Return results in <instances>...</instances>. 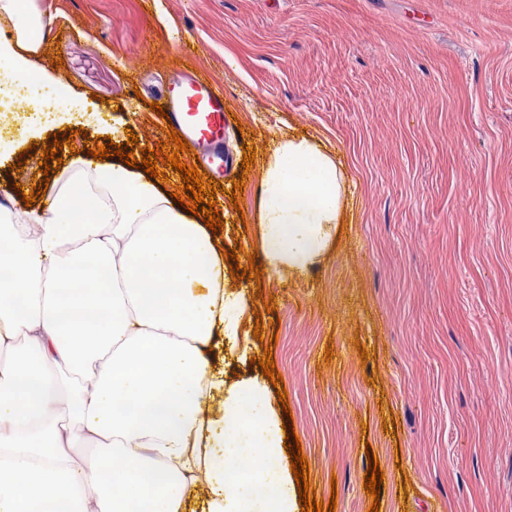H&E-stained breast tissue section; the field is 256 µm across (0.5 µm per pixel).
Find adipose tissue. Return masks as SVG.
<instances>
[{"label":"adipose tissue","instance_id":"ef3b65f1","mask_svg":"<svg viewBox=\"0 0 512 512\" xmlns=\"http://www.w3.org/2000/svg\"><path fill=\"white\" fill-rule=\"evenodd\" d=\"M0 22V84L56 87L33 0H0ZM73 166L39 210L0 202V512H296L266 380L226 382L208 353L250 305L223 243L130 166ZM347 185L320 142L274 139L255 224L269 273L323 261Z\"/></svg>","mask_w":512,"mask_h":512}]
</instances>
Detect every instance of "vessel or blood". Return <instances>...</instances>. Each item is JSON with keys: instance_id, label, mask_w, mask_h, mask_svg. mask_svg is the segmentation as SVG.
Segmentation results:
<instances>
[{"instance_id": "obj_1", "label": "vessel or blood", "mask_w": 512, "mask_h": 512, "mask_svg": "<svg viewBox=\"0 0 512 512\" xmlns=\"http://www.w3.org/2000/svg\"><path fill=\"white\" fill-rule=\"evenodd\" d=\"M179 136L191 148L205 152L208 167L215 176H223L220 146L224 141V94L212 83L183 77L177 90L162 105Z\"/></svg>"}]
</instances>
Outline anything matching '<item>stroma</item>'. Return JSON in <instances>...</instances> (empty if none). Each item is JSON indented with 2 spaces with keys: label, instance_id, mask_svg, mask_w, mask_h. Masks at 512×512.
<instances>
[{
  "label": "stroma",
  "instance_id": "35a3bbf8",
  "mask_svg": "<svg viewBox=\"0 0 512 512\" xmlns=\"http://www.w3.org/2000/svg\"><path fill=\"white\" fill-rule=\"evenodd\" d=\"M34 5L49 29L37 64L82 108L30 140L5 120L0 186L58 180L40 162L59 132L75 133L65 161L131 131L133 159L174 150L150 105L208 76L226 114L218 236L245 267L272 137L323 142L352 191L327 258L302 279L238 282L243 335L275 343L282 423L317 500L512 512V0Z\"/></svg>",
  "mask_w": 512,
  "mask_h": 512
}]
</instances>
